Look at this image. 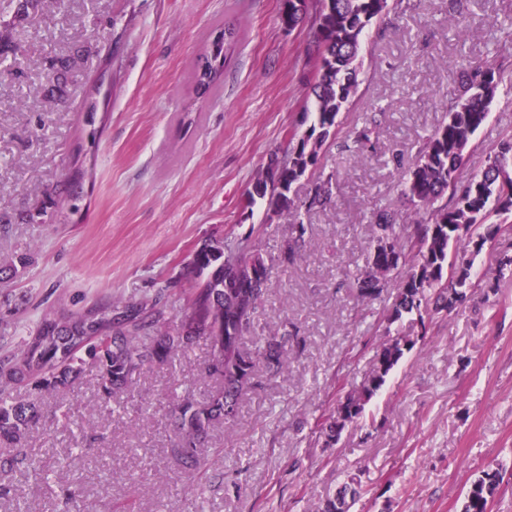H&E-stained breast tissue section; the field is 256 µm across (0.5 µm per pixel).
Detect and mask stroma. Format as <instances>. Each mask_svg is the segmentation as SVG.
<instances>
[{
  "label": "stroma",
  "instance_id": "obj_1",
  "mask_svg": "<svg viewBox=\"0 0 512 512\" xmlns=\"http://www.w3.org/2000/svg\"><path fill=\"white\" fill-rule=\"evenodd\" d=\"M281 0H55L0 27V357L16 353L42 318L97 313L120 297L164 293L186 307V264L210 237L262 231L276 255L289 219L247 207L254 175L302 131L314 82L310 23L284 29ZM470 36L448 23V0H400L368 31L358 96L342 113L320 169L332 201L304 209L309 244L276 267L256 332L291 322L303 341L281 375H261L235 425L216 427L199 469L170 455L173 401L205 399L210 346L194 341L174 365L144 368L119 403L99 400L98 371L44 395L49 419L27 446L43 475L10 473L23 505L0 512H61L81 481L85 512H314L345 474L363 492L351 512H460L481 471L504 476L492 512H512V252L508 231L472 257V297L426 322L404 320L415 345L367 405L359 424L326 446L316 423L358 389L397 292L362 300L357 274L377 235L376 216L398 224L414 209L403 170L457 97L467 67L512 75V0H466ZM238 27L219 83L200 91L198 58L221 29ZM370 128L360 161L348 146ZM512 134V83L499 85L473 138L462 177L480 172ZM20 255L27 268L9 269Z\"/></svg>",
  "mask_w": 512,
  "mask_h": 512
}]
</instances>
